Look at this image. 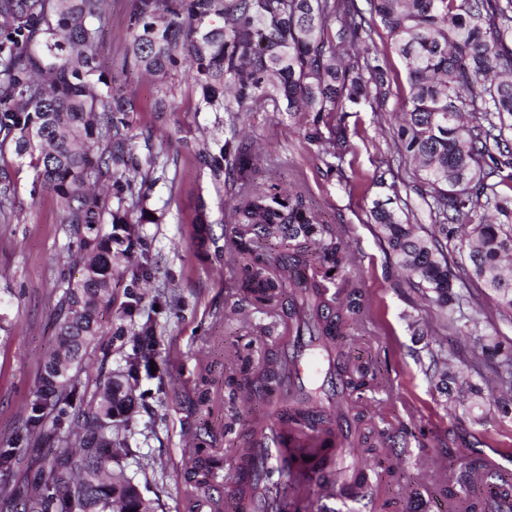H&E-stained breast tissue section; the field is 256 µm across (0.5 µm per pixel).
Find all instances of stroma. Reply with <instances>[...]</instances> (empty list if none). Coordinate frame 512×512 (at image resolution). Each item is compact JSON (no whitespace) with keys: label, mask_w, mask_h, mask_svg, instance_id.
<instances>
[{"label":"stroma","mask_w":512,"mask_h":512,"mask_svg":"<svg viewBox=\"0 0 512 512\" xmlns=\"http://www.w3.org/2000/svg\"><path fill=\"white\" fill-rule=\"evenodd\" d=\"M135 0H110V19L101 59L119 75L124 91L137 104V131L168 135L164 171L146 175L144 186L156 221L140 227V236L169 285L181 296L179 306H156L145 294L133 315L128 302L129 259L114 261L112 307L104 311L101 334L89 348L85 385L124 367L131 350L130 333L145 319L157 325L153 348L155 373L144 380L142 398L132 412L128 442L134 450L126 472L146 484L156 512H188L185 440L205 441L217 466L210 493L223 494L232 481L234 448L244 432L238 427L236 397L224 378L229 373L227 349L238 348L252 361L279 345L283 323L277 311L259 312L239 290L238 269L218 259L230 224L235 191L215 183L200 165L192 144L223 137L217 113L203 109L198 91L183 72L149 78L122 73L131 37L128 20ZM373 39L381 63L391 76L385 97L337 113L349 134V147L339 167L329 168L326 156L304 138V115L254 105L245 135L260 147L255 182L288 193H302L322 223L342 225L356 261L349 277L362 280L372 310L354 325L346 344L352 362H370L381 372L380 386L363 397L371 406L372 424L381 430L407 429L410 462L401 496L409 512H440L423 497L420 463L440 450L453 469L487 456L512 467V419L497 411L477 424L462 414L448 413L445 398L423 373L416 354L432 341L436 315L406 282V274L380 242L370 210L377 201L400 197L417 224H430L428 194L412 165L399 163L393 140L395 115L409 95L404 65L390 47L382 26ZM174 95V109L156 115L153 102L161 91ZM16 216L0 224V444L14 439L25 419L38 384L40 367L55 347L56 304L63 277L78 268L62 230V211L49 193L33 195V169L16 165ZM207 219V239L196 234L198 215ZM209 365L214 383L206 403L198 401L201 365ZM370 489L363 501L315 498L314 512H382L388 495L385 481L369 473Z\"/></svg>","instance_id":"1"}]
</instances>
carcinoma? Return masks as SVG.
<instances>
[{
  "mask_svg": "<svg viewBox=\"0 0 512 512\" xmlns=\"http://www.w3.org/2000/svg\"><path fill=\"white\" fill-rule=\"evenodd\" d=\"M136 0L128 21L131 44L123 66L156 78L189 65L200 103L224 113V138L195 151L213 180L232 171L238 193L231 208L235 224L228 251L243 260L240 291L257 305L284 302V317L307 338L322 344L327 372L343 383L332 391L321 384L300 386L273 401L271 385L280 381L288 358L277 352L252 370L242 356H227L235 392L248 390L264 401L262 413L243 414L245 439L238 448L247 473L255 448L272 425L337 429L358 445L366 460L383 467L390 485H400L399 463L388 447L392 436L364 426L357 399L373 390L379 371L350 365L346 337L354 320L369 310L362 282H347L333 295L324 284L328 272L342 273L355 257L344 242L345 229L325 232L300 193L284 196L254 185L256 151L238 139L251 104H286L290 112L314 114L305 139L328 142L342 159L346 128L320 131V122L346 106L379 97L387 72L375 56L370 19L377 17L391 37L393 51L408 75L409 103L402 110L395 142L400 159L415 166L430 187L433 224H415L391 200L375 202L371 221L387 253L406 270L412 285L434 306L443 327L465 318L463 307L488 315L471 296L468 281H481L492 293L494 311L512 313V0ZM108 23V0H0V224L14 217V161L30 158L33 194L59 201L63 230L76 247L81 268L57 302L56 348L44 362L35 400L20 432L0 446V480L11 487L3 507L11 512H152L139 483L123 462L131 455L126 437L133 393L150 375L156 325L146 320L133 330L135 346L117 374L94 384L89 409L74 405L89 346L100 334L99 314L112 308V251L132 253L140 244L139 225L149 220L150 196L143 191L140 162L134 161L130 113L134 98L116 93L112 71L100 55ZM146 163L159 165L165 143L143 137ZM468 236V252L455 258L446 240ZM275 238L288 247L270 258L252 256L251 243ZM132 284L148 282L157 267L146 251L128 268ZM466 370L481 385L469 389L470 402L455 408L479 420L483 391L495 396L503 417L512 408V342L498 336L474 337ZM496 362L493 374L483 366ZM426 377L443 395L458 382L449 368L448 349L427 350ZM56 444L35 469H22L21 443ZM213 459L201 445L189 469L190 493L209 482ZM468 463L458 475L432 485L433 496L458 512H488L506 490L495 476L472 487ZM256 482L233 481L225 491L234 505L254 498Z\"/></svg>",
  "mask_w": 512,
  "mask_h": 512,
  "instance_id": "obj_1",
  "label": "carcinoma"
}]
</instances>
